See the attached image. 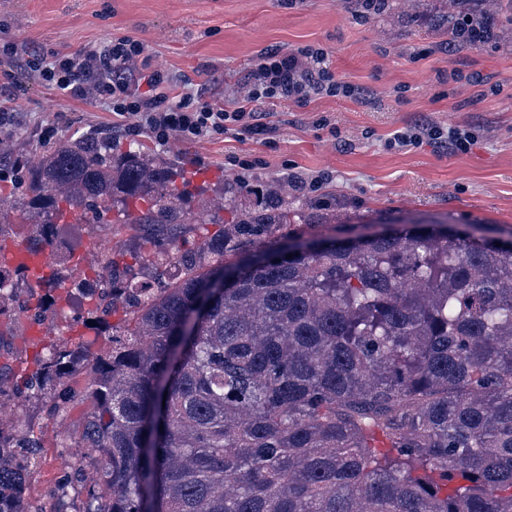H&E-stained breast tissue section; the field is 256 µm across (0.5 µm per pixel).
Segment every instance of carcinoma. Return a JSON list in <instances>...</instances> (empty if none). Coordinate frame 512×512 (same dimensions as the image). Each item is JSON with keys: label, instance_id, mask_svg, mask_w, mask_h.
<instances>
[{"label": "carcinoma", "instance_id": "cac0c4a2", "mask_svg": "<svg viewBox=\"0 0 512 512\" xmlns=\"http://www.w3.org/2000/svg\"><path fill=\"white\" fill-rule=\"evenodd\" d=\"M10 196L34 251L67 212L153 229L94 268L73 322L95 338L0 379L1 410L46 397L62 414L57 391L84 407L93 471L63 472L57 504L79 484L83 512H512L511 226L334 224L273 251L299 209L205 233L223 220L193 213L146 147L96 139L45 151ZM18 276L0 277V318L43 322L61 281ZM40 448L0 420V512H46L28 498Z\"/></svg>", "mask_w": 512, "mask_h": 512}]
</instances>
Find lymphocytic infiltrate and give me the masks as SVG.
<instances>
[{"mask_svg": "<svg viewBox=\"0 0 512 512\" xmlns=\"http://www.w3.org/2000/svg\"><path fill=\"white\" fill-rule=\"evenodd\" d=\"M142 42L113 38L81 56L36 55L27 61L43 81L59 93L107 101L113 112L128 120L130 128L147 132L161 144L170 140L199 142L227 135L243 141L272 134L265 123L268 109L281 102L306 103L321 95L355 97L356 85L333 78L329 54L310 45L280 52L266 51L254 61L241 106H223L177 91L172 79L137 62ZM447 139L454 151H467L474 139L465 129L418 122L395 130L392 147L417 146L426 140Z\"/></svg>", "mask_w": 512, "mask_h": 512, "instance_id": "obj_1", "label": "lymphocytic infiltrate"}]
</instances>
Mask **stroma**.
I'll return each mask as SVG.
<instances>
[{"instance_id": "35a3bbf8", "label": "stroma", "mask_w": 512, "mask_h": 512, "mask_svg": "<svg viewBox=\"0 0 512 512\" xmlns=\"http://www.w3.org/2000/svg\"><path fill=\"white\" fill-rule=\"evenodd\" d=\"M499 39L479 48H449L442 14H455L452 0H389L367 18L356 0H0V87L17 117L5 134L8 154L34 165L49 145L45 125L57 140L112 138L121 147L138 142L160 160L190 172L193 199L262 209L285 200L304 214L290 236L320 235L328 224H365L378 217H440L462 224L512 226V0H489ZM144 43L143 56L180 86L235 108L244 94L256 55L268 48L314 45L329 53L335 78L359 85L363 100L324 96L301 105L282 103L271 121L274 143L215 138L162 145L148 133L117 132L120 117L100 100H75L47 86L39 73L16 67L5 53L17 46L40 53L78 54L112 37ZM425 119L468 126L477 134L467 152L434 144L390 149V134ZM251 161V170L232 158ZM291 171L323 176L313 192L284 184ZM105 224L67 222L58 234L72 246L62 273L68 300L51 319L49 341L69 340V322L87 304L78 289L84 270L97 266L115 246L140 242L136 228L109 213ZM81 408L48 419L40 401L16 407L19 426L33 425L45 448L33 476V493L53 506L54 482L80 446L60 451V435H76Z\"/></svg>"}]
</instances>
